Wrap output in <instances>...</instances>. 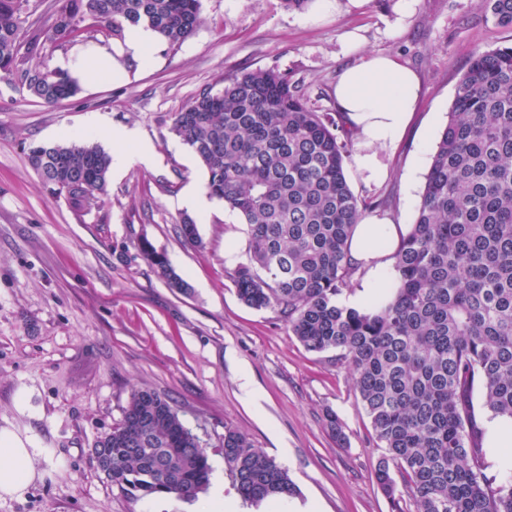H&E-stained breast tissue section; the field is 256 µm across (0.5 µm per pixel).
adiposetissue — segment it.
<instances>
[{
	"mask_svg": "<svg viewBox=\"0 0 512 512\" xmlns=\"http://www.w3.org/2000/svg\"><path fill=\"white\" fill-rule=\"evenodd\" d=\"M72 76L85 83L108 78L119 68L118 58L100 47H89L65 62ZM423 89L416 72L395 56L372 54L344 69L336 82V103L344 112L358 140L355 165L366 182L378 185L389 176L386 153L402 142ZM88 131L112 143L111 164L115 171L131 159L149 162L152 146L134 128L112 129L104 118L90 117ZM402 225L389 215H365L356 224L350 256L363 272V292L357 301L368 304L383 298L394 275V252L403 233ZM45 451L26 448L16 439L0 434V499H19L42 476L38 468Z\"/></svg>",
	"mask_w": 512,
	"mask_h": 512,
	"instance_id": "obj_1",
	"label": "adipose tissue"
}]
</instances>
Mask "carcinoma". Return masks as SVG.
I'll list each match as a JSON object with an SVG mask.
<instances>
[{"mask_svg": "<svg viewBox=\"0 0 512 512\" xmlns=\"http://www.w3.org/2000/svg\"><path fill=\"white\" fill-rule=\"evenodd\" d=\"M28 0H0V77L16 76L45 104L75 95L65 70L31 64L47 43L102 32L124 41L144 25L171 45L202 23L201 0H55L54 21L23 26ZM512 28V0H485ZM172 131L207 172V194L249 226L248 259L231 273L240 300L278 310L309 352H336L375 438V467L392 512H512V461L490 475L473 394L512 419V44L472 54L432 156L417 216L394 253V296L358 309L338 302L353 283L355 224L375 208L352 191L344 162L352 130L319 112L288 72L224 78L175 114ZM45 188L77 211L97 207L110 157L94 145L31 144ZM140 254L176 288L186 282L143 240ZM220 448L245 502L294 497L275 458L227 427ZM99 468L134 497L190 499L209 484L204 440L165 397L131 391L94 448Z\"/></svg>", "mask_w": 512, "mask_h": 512, "instance_id": "cac0c4a2", "label": "carcinoma"}]
</instances>
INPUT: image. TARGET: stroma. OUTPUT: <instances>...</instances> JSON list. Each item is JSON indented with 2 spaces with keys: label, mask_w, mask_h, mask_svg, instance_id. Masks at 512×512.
Masks as SVG:
<instances>
[{
  "label": "stroma",
  "mask_w": 512,
  "mask_h": 512,
  "mask_svg": "<svg viewBox=\"0 0 512 512\" xmlns=\"http://www.w3.org/2000/svg\"><path fill=\"white\" fill-rule=\"evenodd\" d=\"M203 22L179 45L157 41L149 66L81 85L47 105L17 79H0V431L44 448V472L0 512H191L192 502L132 498L93 458L98 436L121 417L135 389L168 397L185 424L211 445L212 473L236 497L217 446L239 429L275 458L299 489V512H392L374 469L383 454L352 380L334 353H312L273 309L240 301L230 274L247 259L244 220L209 199L195 214L200 244L178 223L188 191L204 193L206 172L172 130L173 116L200 93L244 69L292 73L311 104L336 111L340 72L368 54L389 53L415 70L426 94L388 160L390 176L367 186L353 158V192L386 199L395 223L415 220L431 157L470 56L512 43L484 0H311L301 11L279 0H202ZM357 32L359 48L342 36ZM138 129L151 165L109 174L101 208L74 211L50 194L27 157L57 143L91 114ZM164 252L185 288L172 287L137 251ZM344 425L345 445L325 427Z\"/></svg>",
  "instance_id": "stroma-1"
}]
</instances>
